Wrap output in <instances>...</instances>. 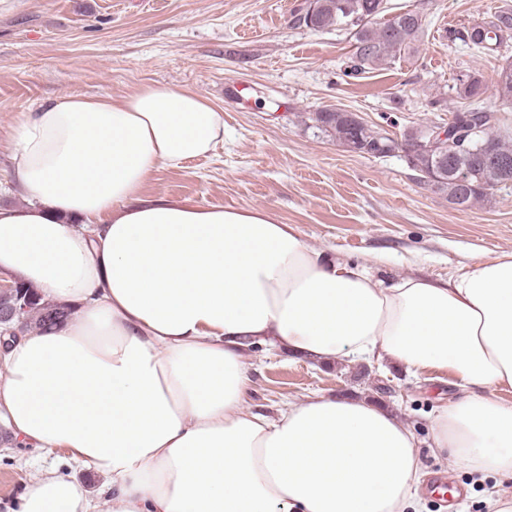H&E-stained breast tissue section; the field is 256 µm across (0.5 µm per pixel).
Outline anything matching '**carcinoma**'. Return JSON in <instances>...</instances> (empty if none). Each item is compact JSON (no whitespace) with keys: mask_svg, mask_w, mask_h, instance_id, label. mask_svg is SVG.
<instances>
[{"mask_svg":"<svg viewBox=\"0 0 512 512\" xmlns=\"http://www.w3.org/2000/svg\"><path fill=\"white\" fill-rule=\"evenodd\" d=\"M390 10L388 0H309L293 16L292 23L310 30H337L351 36L355 51L344 70V75L352 77L389 63L414 48L423 33L419 14L411 10L394 15L388 20L383 17ZM448 39L460 40L475 52L494 56L500 53L504 43L512 39V6L506 5L489 20L464 30L448 31ZM470 82L456 85L457 97L464 105L454 113V121H463V115L483 109L480 96L484 93L482 77L468 76ZM497 98L503 103L512 104V62L503 65L495 80ZM309 120L314 128L346 145L349 139L347 127L336 120L331 109L310 113ZM429 129H419L398 140L382 129L369 127L362 133L363 148L373 157H387L400 151V145H412L413 141L424 137ZM512 159V137L502 134L500 118L493 117L474 125L469 141V150L463 155L461 164L469 171L468 186L460 190L448 182L451 169H446L442 179L427 180L437 189L448 193V203L458 209H467L482 201L498 185L512 183V168L498 169L496 159ZM30 296L29 309L25 314L22 329L46 332L71 317L73 309L47 300L36 290L26 289Z\"/></svg>","mask_w":512,"mask_h":512,"instance_id":"carcinoma-1","label":"carcinoma"}]
</instances>
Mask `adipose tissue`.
I'll list each match as a JSON object with an SVG mask.
<instances>
[{
	"instance_id": "ef3b65f1",
	"label": "adipose tissue",
	"mask_w": 512,
	"mask_h": 512,
	"mask_svg": "<svg viewBox=\"0 0 512 512\" xmlns=\"http://www.w3.org/2000/svg\"><path fill=\"white\" fill-rule=\"evenodd\" d=\"M224 140V116L163 84L56 97L12 135L23 207L0 206V277L77 310L10 339L0 415L14 439L107 476L98 497L42 470L6 512H408L414 432L384 405L320 392L246 411V352L451 371L432 444L512 480V253L461 276L385 283L327 260L269 211L151 198Z\"/></svg>"
}]
</instances>
